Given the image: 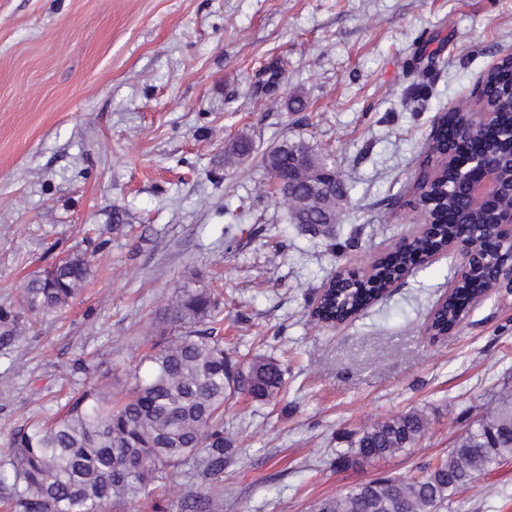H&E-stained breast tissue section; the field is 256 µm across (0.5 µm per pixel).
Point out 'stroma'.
<instances>
[{"label": "stroma", "instance_id": "35a3bbf8", "mask_svg": "<svg viewBox=\"0 0 512 512\" xmlns=\"http://www.w3.org/2000/svg\"><path fill=\"white\" fill-rule=\"evenodd\" d=\"M509 53L512 0H0V462L15 429L89 383L124 394L185 288L219 301L234 363L274 359L286 384L267 403L225 402L222 474L182 470L111 512L208 497L222 512H309L447 456L512 396V294L489 291L431 337L457 264L443 254L346 322L308 313L337 271H363L414 231L407 186L437 117ZM240 136L253 154L225 164ZM285 139L350 182L335 239L271 199L261 156ZM76 252L91 264L81 293L31 314L26 283ZM410 409L430 419L413 448L340 464L364 425ZM447 512H512V460Z\"/></svg>", "mask_w": 512, "mask_h": 512}]
</instances>
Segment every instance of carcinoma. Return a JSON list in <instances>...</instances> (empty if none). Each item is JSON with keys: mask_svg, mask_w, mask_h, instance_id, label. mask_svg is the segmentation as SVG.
Masks as SVG:
<instances>
[{"mask_svg": "<svg viewBox=\"0 0 512 512\" xmlns=\"http://www.w3.org/2000/svg\"><path fill=\"white\" fill-rule=\"evenodd\" d=\"M482 106L495 113L496 147L503 154L512 151V56L488 73ZM437 132L461 141L481 136L455 111L439 118ZM250 151L244 140L224 145L229 160ZM262 165L269 177H282L272 196L286 208L290 223L316 235L339 223L341 204L350 193L347 182L338 174L333 187L321 188L310 176L330 167L327 159L304 144L284 142L263 155ZM414 195L422 218L433 224L432 245L445 246L466 228L477 231L495 222L497 206L469 210L454 179L417 182ZM497 259L492 251L485 263L470 268L435 311L428 330L441 334L464 319L472 298L485 292ZM411 262L408 252L385 254L372 277L328 289L310 313L312 320L329 324L353 317L378 300L394 268ZM89 273L83 255H70L29 281L23 304L31 312L61 310L80 294ZM217 315V303L206 291H183L169 312L176 333L153 345L146 375H136L120 398L96 383L71 399L60 418L14 430L13 455L0 465V488L10 489L9 498L23 512H106L108 504L133 500L190 463L203 477L223 473L224 455L230 451L224 402L235 393L259 402L273 400L287 369L261 358L245 367L231 365L222 338L206 327ZM427 428L428 419L419 411L393 415L366 426L338 459L353 466L393 457L419 442ZM507 458H512V399L505 398L459 438L448 457L417 475H389L352 486L316 502L312 512H440L451 496Z\"/></svg>", "mask_w": 512, "mask_h": 512, "instance_id": "1", "label": "carcinoma"}]
</instances>
